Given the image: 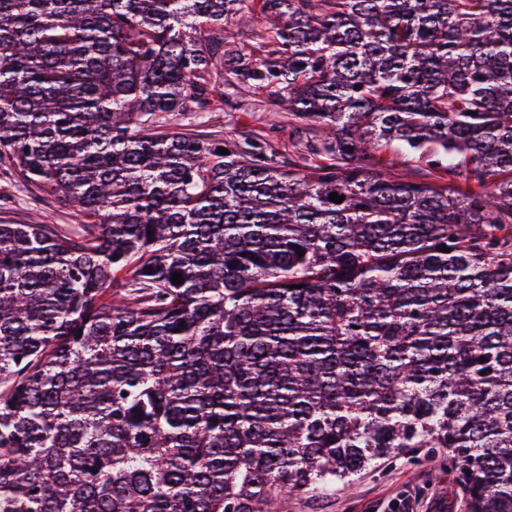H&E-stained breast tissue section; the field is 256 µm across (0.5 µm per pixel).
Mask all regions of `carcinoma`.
Returning a JSON list of instances; mask_svg holds the SVG:
<instances>
[{"instance_id":"1","label":"carcinoma","mask_w":512,"mask_h":512,"mask_svg":"<svg viewBox=\"0 0 512 512\" xmlns=\"http://www.w3.org/2000/svg\"><path fill=\"white\" fill-rule=\"evenodd\" d=\"M244 2L0 0V162L83 215L0 223V512H277L438 448L512 512V0H262L267 57ZM219 63L320 163L162 130ZM242 8L248 18L241 19L240 13L230 14L224 19V37H227L226 43L229 46H244L246 49H252L261 45V42H267L263 37L267 36L270 25L261 11L262 1L248 0ZM383 165L392 169L393 173L402 180L417 178L415 168L418 163L409 160L403 153L390 147L381 152Z\"/></svg>"}]
</instances>
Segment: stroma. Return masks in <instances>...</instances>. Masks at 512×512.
I'll list each match as a JSON object with an SVG mask.
<instances>
[{
  "mask_svg": "<svg viewBox=\"0 0 512 512\" xmlns=\"http://www.w3.org/2000/svg\"><path fill=\"white\" fill-rule=\"evenodd\" d=\"M244 10V15L225 18L224 35L227 45L250 49L261 44L269 25L260 0H247ZM212 82L215 86L212 111L179 113L169 120L168 131L203 137H260L266 139L270 150L281 159H293L300 167L309 163L301 138L288 131L287 113L272 111L268 89L237 84L219 75ZM0 199L8 202L7 208L0 209V221L7 224H27L41 216L47 223L72 230L83 219L75 206L56 202L36 187L17 181L2 166ZM407 497L416 501V512H463L447 465L419 464L407 456L393 458L363 472L349 485L326 497L284 498L280 512H401L399 504Z\"/></svg>",
  "mask_w": 512,
  "mask_h": 512,
  "instance_id": "stroma-1",
  "label": "stroma"
}]
</instances>
